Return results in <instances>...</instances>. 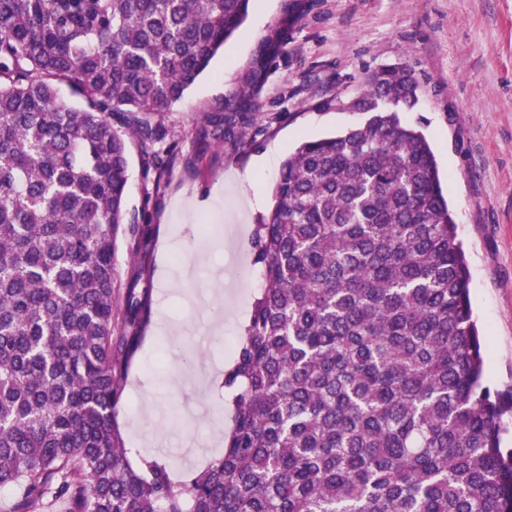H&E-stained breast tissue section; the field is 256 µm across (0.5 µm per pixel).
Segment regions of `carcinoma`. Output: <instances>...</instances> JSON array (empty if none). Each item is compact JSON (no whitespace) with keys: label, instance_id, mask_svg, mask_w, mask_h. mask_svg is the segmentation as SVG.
Here are the masks:
<instances>
[{"label":"carcinoma","instance_id":"cac0c4a2","mask_svg":"<svg viewBox=\"0 0 512 512\" xmlns=\"http://www.w3.org/2000/svg\"><path fill=\"white\" fill-rule=\"evenodd\" d=\"M250 0H0V485L72 512H512V390L486 382L471 275L434 152L385 66L364 122L301 142L250 241L263 287L224 387V451L175 483L132 464L116 418L152 317L121 293L131 148L161 174L155 116ZM67 88L75 102L60 96ZM247 102L210 119L251 145Z\"/></svg>","mask_w":512,"mask_h":512}]
</instances>
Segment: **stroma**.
Wrapping results in <instances>:
<instances>
[{
	"label": "stroma",
	"instance_id": "stroma-1",
	"mask_svg": "<svg viewBox=\"0 0 512 512\" xmlns=\"http://www.w3.org/2000/svg\"><path fill=\"white\" fill-rule=\"evenodd\" d=\"M283 47L256 69L263 43ZM402 66L419 84L405 113L429 137L471 273V300L487 343L486 373L512 386V0H251L244 24L182 101L160 115L173 155L160 179L130 157L127 203L155 228L146 256L121 240L115 265L128 284L150 272L152 319L116 407L133 464L163 458L172 479L202 471L231 426L224 373L260 292L250 235L267 208L244 204L270 192L300 141L362 121L347 109L368 74ZM253 93L239 149L214 139L207 115ZM270 168H254L268 148Z\"/></svg>",
	"mask_w": 512,
	"mask_h": 512
}]
</instances>
